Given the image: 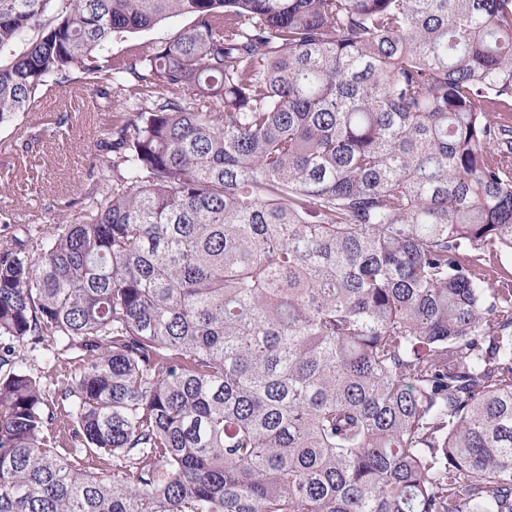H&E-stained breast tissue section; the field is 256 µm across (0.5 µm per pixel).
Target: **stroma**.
Instances as JSON below:
<instances>
[{
  "label": "stroma",
  "mask_w": 512,
  "mask_h": 512,
  "mask_svg": "<svg viewBox=\"0 0 512 512\" xmlns=\"http://www.w3.org/2000/svg\"><path fill=\"white\" fill-rule=\"evenodd\" d=\"M59 88L40 94L23 116V123L40 143L29 154L12 151V127L0 128V209H10L18 224H55L71 219L67 203L80 197L90 184L92 166L105 164V155L93 148L98 131L110 120L94 109L91 98L76 94L61 100ZM70 113L72 126L59 133L57 115Z\"/></svg>",
  "instance_id": "obj_1"
}]
</instances>
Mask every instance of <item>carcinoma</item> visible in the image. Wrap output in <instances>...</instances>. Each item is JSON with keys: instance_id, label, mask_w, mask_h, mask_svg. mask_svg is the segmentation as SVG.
<instances>
[{"instance_id": "carcinoma-1", "label": "carcinoma", "mask_w": 512, "mask_h": 512, "mask_svg": "<svg viewBox=\"0 0 512 512\" xmlns=\"http://www.w3.org/2000/svg\"><path fill=\"white\" fill-rule=\"evenodd\" d=\"M53 85L112 160L0 210V512H512V0H0ZM192 22L191 17L179 16L166 19L149 30L131 35V41L145 46H152L165 41L176 31L187 27Z\"/></svg>"}]
</instances>
